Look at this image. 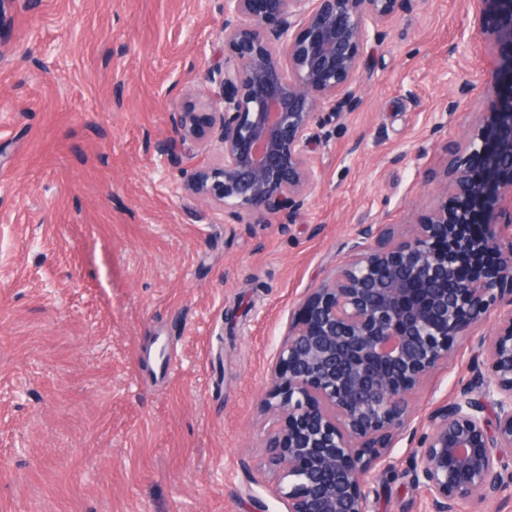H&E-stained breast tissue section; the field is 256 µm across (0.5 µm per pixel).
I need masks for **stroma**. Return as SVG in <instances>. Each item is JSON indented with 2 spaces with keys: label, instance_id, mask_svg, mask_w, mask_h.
<instances>
[{
  "label": "stroma",
  "instance_id": "35a3bbf8",
  "mask_svg": "<svg viewBox=\"0 0 512 512\" xmlns=\"http://www.w3.org/2000/svg\"><path fill=\"white\" fill-rule=\"evenodd\" d=\"M470 0H410L368 49L358 109L325 119L288 224L184 193L209 153L158 150L222 59L223 0H14L0 26V512H286L263 465L268 369L364 224L445 203L449 150L499 58ZM476 335L415 395L467 378ZM176 352L160 372V343ZM371 512H425L404 448Z\"/></svg>",
  "mask_w": 512,
  "mask_h": 512
}]
</instances>
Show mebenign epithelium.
Returning <instances> with one entry per match:
<instances>
[{
    "label": "benign epithelium",
    "instance_id": "obj_1",
    "mask_svg": "<svg viewBox=\"0 0 512 512\" xmlns=\"http://www.w3.org/2000/svg\"><path fill=\"white\" fill-rule=\"evenodd\" d=\"M473 28L512 47V0H472ZM407 0H224V64L173 115L176 138L214 153L184 192L224 223L287 220L315 179L322 114L351 112L368 45ZM496 133L449 153L467 218L432 211L407 237L366 224L354 258L310 293L278 348L265 408L266 465L287 512H370L368 475L391 466L413 394L496 302L483 358L411 449L426 512L512 497V54L497 68Z\"/></svg>",
    "mask_w": 512,
    "mask_h": 512
}]
</instances>
